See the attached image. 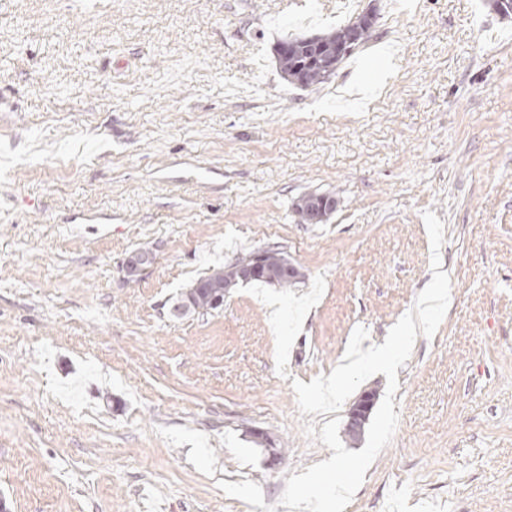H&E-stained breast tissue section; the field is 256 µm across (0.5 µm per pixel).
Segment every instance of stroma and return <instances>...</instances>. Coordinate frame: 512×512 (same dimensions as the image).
Wrapping results in <instances>:
<instances>
[{"label": "stroma", "instance_id": "1", "mask_svg": "<svg viewBox=\"0 0 512 512\" xmlns=\"http://www.w3.org/2000/svg\"><path fill=\"white\" fill-rule=\"evenodd\" d=\"M373 11L298 88L280 39ZM332 196L321 224L294 202ZM450 301L397 371L399 422L344 512H512V18L484 0H0V512H263L332 452L293 380L356 327ZM278 247L304 283L176 317L209 269ZM155 260L139 279L121 263ZM282 450L267 468L250 429ZM154 256L151 252L132 251L128 253L122 263V271L127 280H133L141 276L153 263Z\"/></svg>", "mask_w": 512, "mask_h": 512}]
</instances>
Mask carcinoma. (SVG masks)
<instances>
[{
    "mask_svg": "<svg viewBox=\"0 0 512 512\" xmlns=\"http://www.w3.org/2000/svg\"><path fill=\"white\" fill-rule=\"evenodd\" d=\"M373 33V25L368 14H360L343 27L328 33L305 38L289 36L279 41L276 55L277 63L284 79L302 88L316 86L328 81L325 74L336 72L345 58L364 44ZM265 266L278 270L288 263V258L279 249H264ZM226 267L210 269V272L193 281L188 288L180 292L173 309L181 310L188 306L189 312L209 314L216 311L212 305V290L224 287Z\"/></svg>",
    "mask_w": 512,
    "mask_h": 512,
    "instance_id": "cac0c4a2",
    "label": "carcinoma"
}]
</instances>
